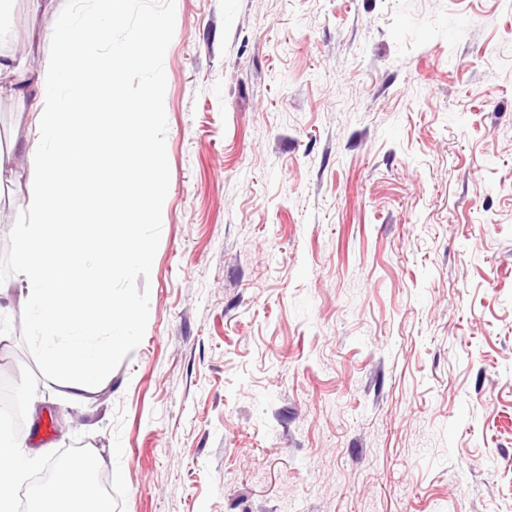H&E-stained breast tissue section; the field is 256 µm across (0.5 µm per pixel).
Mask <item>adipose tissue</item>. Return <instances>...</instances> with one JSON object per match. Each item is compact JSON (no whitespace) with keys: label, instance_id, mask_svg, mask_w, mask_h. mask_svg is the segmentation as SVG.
I'll list each match as a JSON object with an SVG mask.
<instances>
[{"label":"adipose tissue","instance_id":"1","mask_svg":"<svg viewBox=\"0 0 512 512\" xmlns=\"http://www.w3.org/2000/svg\"><path fill=\"white\" fill-rule=\"evenodd\" d=\"M124 0H99L96 10L62 16L50 40L56 52L47 67L17 78L15 59L0 55V74L14 75V90H34L35 138L28 148L34 171L26 184L33 222L16 236L14 263L23 278L20 314L44 365L62 377L77 402L89 386L110 374L112 353L133 342L140 320L135 303L112 292L116 275L136 274L150 249L138 227L150 221L163 199L157 177L162 151L150 133L164 119L162 78L155 74L162 50L163 17L150 20L134 41H112V24ZM136 68L151 73L142 96L119 115H101L102 93L122 95V75ZM121 121L138 147L135 168L121 190L100 185L88 160L90 144L112 150V123ZM96 188L91 204L77 205L75 187ZM109 331L108 344L100 334ZM24 439L0 432V512H14L16 482L29 464ZM89 459L64 460L55 477L31 497L29 512H86L93 497Z\"/></svg>","mask_w":512,"mask_h":512}]
</instances>
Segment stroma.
Wrapping results in <instances>:
<instances>
[{"mask_svg": "<svg viewBox=\"0 0 512 512\" xmlns=\"http://www.w3.org/2000/svg\"><path fill=\"white\" fill-rule=\"evenodd\" d=\"M7 0L0 53L60 15ZM165 16L164 200L81 402L19 317L31 103L0 81V379L112 512H512V0H125ZM51 422L53 433L40 429Z\"/></svg>", "mask_w": 512, "mask_h": 512, "instance_id": "stroma-1", "label": "stroma"}]
</instances>
